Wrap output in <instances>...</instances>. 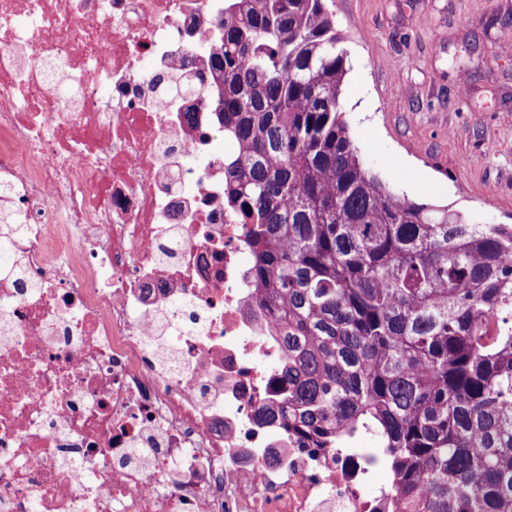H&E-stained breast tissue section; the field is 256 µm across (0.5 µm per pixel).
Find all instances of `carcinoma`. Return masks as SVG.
Segmentation results:
<instances>
[{
	"label": "carcinoma",
	"instance_id": "obj_1",
	"mask_svg": "<svg viewBox=\"0 0 512 512\" xmlns=\"http://www.w3.org/2000/svg\"><path fill=\"white\" fill-rule=\"evenodd\" d=\"M218 27L225 201L283 328L288 427L303 447L373 438L397 512H512V224L363 167L326 0H224ZM192 60L171 94L194 92Z\"/></svg>",
	"mask_w": 512,
	"mask_h": 512
}]
</instances>
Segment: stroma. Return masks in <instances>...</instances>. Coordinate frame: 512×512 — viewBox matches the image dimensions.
Here are the masks:
<instances>
[{
	"label": "stroma",
	"instance_id": "obj_1",
	"mask_svg": "<svg viewBox=\"0 0 512 512\" xmlns=\"http://www.w3.org/2000/svg\"><path fill=\"white\" fill-rule=\"evenodd\" d=\"M365 167L412 201L512 224V0H328Z\"/></svg>",
	"mask_w": 512,
	"mask_h": 512
}]
</instances>
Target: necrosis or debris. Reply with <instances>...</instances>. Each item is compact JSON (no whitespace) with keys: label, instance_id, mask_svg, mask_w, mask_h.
<instances>
[{"label":"necrosis or debris","instance_id":"1","mask_svg":"<svg viewBox=\"0 0 512 512\" xmlns=\"http://www.w3.org/2000/svg\"><path fill=\"white\" fill-rule=\"evenodd\" d=\"M224 0H0V512H381L299 447L224 207V128L163 87ZM275 407L261 425L258 410Z\"/></svg>","mask_w":512,"mask_h":512}]
</instances>
